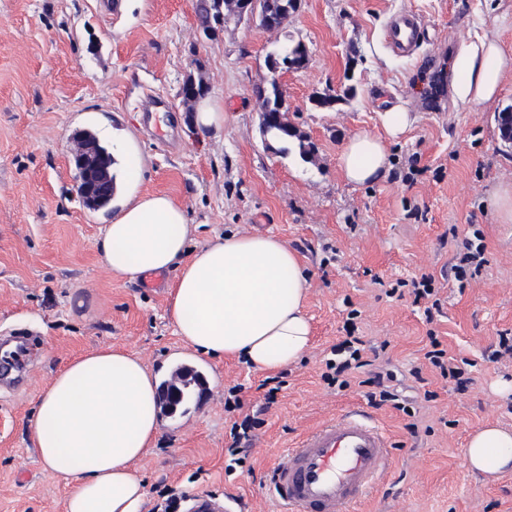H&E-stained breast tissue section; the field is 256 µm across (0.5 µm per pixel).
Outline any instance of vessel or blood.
Segmentation results:
<instances>
[{
  "mask_svg": "<svg viewBox=\"0 0 512 512\" xmlns=\"http://www.w3.org/2000/svg\"><path fill=\"white\" fill-rule=\"evenodd\" d=\"M421 17L410 9L395 13L386 40L395 53H413L421 42ZM0 352V383L18 385V371L32 365L38 341L17 335ZM392 445L384 430L352 412L307 433L273 469L269 489L279 512H352L388 471Z\"/></svg>",
  "mask_w": 512,
  "mask_h": 512,
  "instance_id": "obj_1",
  "label": "vessel or blood"
}]
</instances>
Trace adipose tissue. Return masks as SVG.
<instances>
[{
	"label": "adipose tissue",
	"mask_w": 512,
	"mask_h": 512,
	"mask_svg": "<svg viewBox=\"0 0 512 512\" xmlns=\"http://www.w3.org/2000/svg\"><path fill=\"white\" fill-rule=\"evenodd\" d=\"M455 102L473 110L498 97L512 73V51L493 37L466 45L455 63ZM382 133L361 130L342 145L338 166L354 186L381 179L391 144L409 127L389 108ZM189 218L164 194L129 189L97 241L105 267L119 277L177 270L169 318L184 345L210 359L237 357L261 372L299 361L312 343L305 310L309 280L297 255L273 235L227 234L186 257ZM158 378L136 357L104 347L56 375L32 422L45 467L68 475L65 512H142L144 483L135 464L160 432ZM469 467L489 477L512 471V430L488 423L471 433Z\"/></svg>",
	"instance_id": "ef3b65f1"
}]
</instances>
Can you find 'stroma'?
<instances>
[{"label": "stroma", "mask_w": 512, "mask_h": 512, "mask_svg": "<svg viewBox=\"0 0 512 512\" xmlns=\"http://www.w3.org/2000/svg\"><path fill=\"white\" fill-rule=\"evenodd\" d=\"M403 9L424 21L413 57L394 55L383 39ZM484 36L512 49V0H303L280 31L231 16L212 35L198 27L191 0H0V336L26 329L41 338L28 386L0 390V512H64L70 481L42 463L30 420L69 360L118 346L160 376L195 361L168 315L176 271L143 288L99 258L112 212L88 210L77 191L72 137L84 127L107 145L136 144L139 192L186 208L190 249L227 232L272 234L310 277L313 344L281 370L276 401L266 403L263 373L243 362L199 363L201 399L163 419L136 465L143 512H156L169 488L276 512L267 468L310 427L353 406L394 444L387 482L358 512H512V473L487 479L464 458L478 427L512 429V356L499 346L512 336V219L494 206L512 188V148L495 121L512 104V75L478 110L453 99L454 60ZM291 39L310 59L284 77L288 119L314 142L312 163L266 147L255 95L270 77L267 55ZM189 78L222 103L220 133L192 131L180 96ZM325 92L335 103L315 106ZM154 96L166 108L145 111ZM390 106L411 125L392 144L387 173L348 184L342 143L381 131ZM476 231L485 263L457 279ZM425 275L434 297L414 301L409 283ZM350 331L365 343L364 364L341 389L324 373ZM434 338L461 379L425 359ZM378 372L406 411L370 404L365 381ZM237 384L242 407L226 410L224 393ZM255 411L263 424L245 463L231 466L230 428Z\"/></svg>", "instance_id": "1"}]
</instances>
